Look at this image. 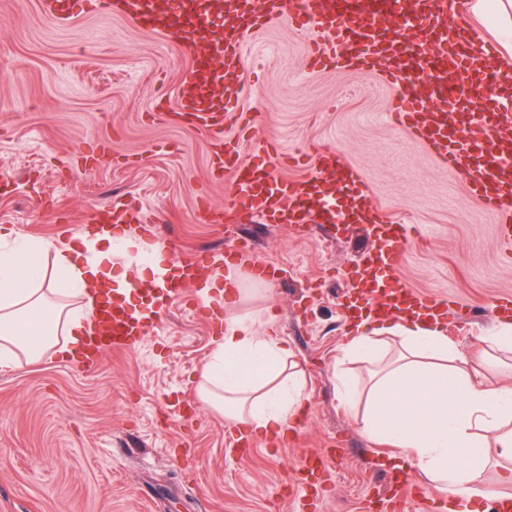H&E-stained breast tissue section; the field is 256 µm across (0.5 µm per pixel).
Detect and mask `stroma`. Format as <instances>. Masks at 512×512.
Wrapping results in <instances>:
<instances>
[{
	"label": "stroma",
	"instance_id": "stroma-1",
	"mask_svg": "<svg viewBox=\"0 0 512 512\" xmlns=\"http://www.w3.org/2000/svg\"><path fill=\"white\" fill-rule=\"evenodd\" d=\"M63 28L41 0H0V227L65 241L109 204L124 210L166 257L199 249L235 263H278L272 289L251 287L203 319L198 288L174 302L135 350L109 353L91 371L74 357L21 360L0 377V512H278L304 452L344 456L325 482L319 512H378L394 489L370 443L338 411L336 362L357 334L338 295L371 242L351 226L293 231L260 219L203 224L199 205L224 206L230 181L209 176L211 137L173 121L189 61L164 35L78 0ZM310 25L270 24L241 45L232 80L245 90L224 124V147L278 176L309 174L334 153L357 169L386 220L412 229L394 276L449 302V339L476 355L495 326L496 298L512 295V260L499 215L396 115L405 90L369 67H309ZM271 310L309 397V421L282 444L257 439L227 454L230 425L198 397L203 365L227 313Z\"/></svg>",
	"mask_w": 512,
	"mask_h": 512
}]
</instances>
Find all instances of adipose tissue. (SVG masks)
I'll return each instance as SVG.
<instances>
[{"instance_id":"ef3b65f1","label":"adipose tissue","mask_w":512,"mask_h":512,"mask_svg":"<svg viewBox=\"0 0 512 512\" xmlns=\"http://www.w3.org/2000/svg\"><path fill=\"white\" fill-rule=\"evenodd\" d=\"M473 19L512 46V0H473ZM0 232V375L19 357L41 359L64 332L63 355L80 349L103 280L126 286L121 256L142 252L147 241L127 233L85 231L79 243L31 239L9 243ZM84 264H76L77 248ZM350 352L374 365L363 391L337 369L340 405L361 414L369 441L401 449L411 466L448 505L458 499L492 501L500 493L477 478L491 457L508 461L512 481V385L488 384L472 369L440 324L404 316L358 327ZM289 349L273 315H228L224 334L202 372L201 402L231 424L255 434L293 432L307 409Z\"/></svg>"}]
</instances>
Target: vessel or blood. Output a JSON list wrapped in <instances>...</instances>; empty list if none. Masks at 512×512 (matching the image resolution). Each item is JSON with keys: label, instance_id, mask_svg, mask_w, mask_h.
Returning a JSON list of instances; mask_svg holds the SVG:
<instances>
[{"label": "vessel or blood", "instance_id": "obj_1", "mask_svg": "<svg viewBox=\"0 0 512 512\" xmlns=\"http://www.w3.org/2000/svg\"><path fill=\"white\" fill-rule=\"evenodd\" d=\"M104 13L117 12L132 24L173 38L192 67L181 84L180 115L224 139L230 102L220 87L240 64L239 47L251 32L275 20L302 17L311 22L318 61L333 65H381L385 80L426 89L401 99L397 108L412 135L463 176L472 197L495 210L499 237L512 252V113L501 111L507 76L490 61L491 48L474 46L464 26L463 0H94ZM53 24H69L75 0H42ZM461 65L472 89L467 101L446 102L448 69ZM481 109L475 126L458 133L457 111ZM235 175L228 210L258 216L269 224L299 229L311 224H362L379 241L363 258V270L346 291L366 311H418L435 316L444 304L394 284L388 278L404 255L410 236L406 225L385 221L365 192L361 178L334 155L322 156L313 171L284 190L267 169L254 170L239 154L216 150L212 171ZM217 256L204 250L174 261L164 287L132 283L134 294L147 298L138 308L123 301H103L87 338L83 364L92 367L105 354L126 352L147 336L174 299L183 297L213 270ZM338 449L317 450L301 459L300 472L322 479L334 467Z\"/></svg>", "mask_w": 512, "mask_h": 512}]
</instances>
